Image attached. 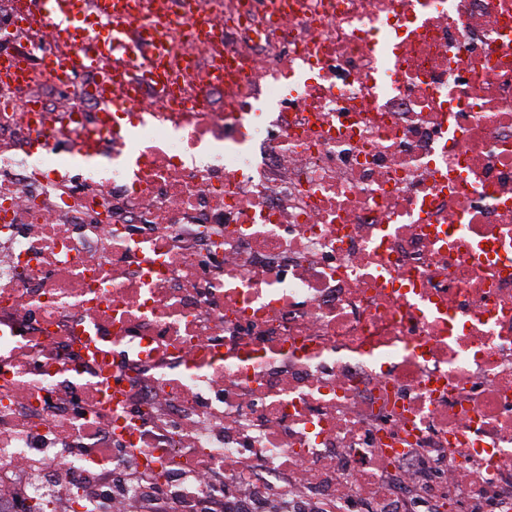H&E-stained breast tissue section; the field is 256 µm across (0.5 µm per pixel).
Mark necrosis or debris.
Returning <instances> with one entry per match:
<instances>
[{
	"label": "necrosis or debris",
	"mask_w": 512,
	"mask_h": 512,
	"mask_svg": "<svg viewBox=\"0 0 512 512\" xmlns=\"http://www.w3.org/2000/svg\"><path fill=\"white\" fill-rule=\"evenodd\" d=\"M178 18L152 111L0 79V512H512V0Z\"/></svg>",
	"instance_id": "1"
}]
</instances>
